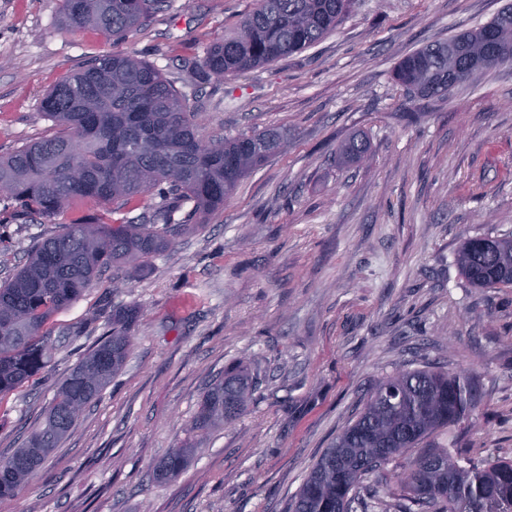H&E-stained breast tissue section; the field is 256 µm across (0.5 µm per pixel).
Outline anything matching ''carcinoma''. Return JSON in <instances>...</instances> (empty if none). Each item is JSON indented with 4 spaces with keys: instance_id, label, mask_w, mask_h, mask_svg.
Returning a JSON list of instances; mask_svg holds the SVG:
<instances>
[{
    "instance_id": "carcinoma-1",
    "label": "carcinoma",
    "mask_w": 512,
    "mask_h": 512,
    "mask_svg": "<svg viewBox=\"0 0 512 512\" xmlns=\"http://www.w3.org/2000/svg\"><path fill=\"white\" fill-rule=\"evenodd\" d=\"M164 0H63V23L93 27L120 39L146 24ZM354 0H258L230 37L212 44L194 70L209 81L273 63L320 41ZM512 61V6L486 25L402 59L395 80L421 99L444 96L475 74ZM41 111L59 134L0 157L3 214L25 224L73 209L76 218L32 251L0 284V398L36 375L53 345L43 327L113 267L135 279L149 258L172 244V217L202 219L224 206L251 170L281 153L274 129L204 141L197 113L153 65L105 55L62 78ZM346 161L367 157L352 138ZM156 190L152 222L85 210L87 203L135 205ZM462 275L480 288H512V238L476 237L458 252ZM134 308L112 311V327L59 385L41 427L25 446L0 457V498L15 497L54 449L75 429L79 411L97 399L123 366L132 346ZM248 366L224 372L204 392L186 438L172 448L158 476L172 478L213 428L243 416L253 400ZM479 400L476 378L432 369L380 380L364 407L315 463L288 512H375L381 505L371 478L412 449L416 455L389 488L394 512H512V458L484 465L429 442L469 420Z\"/></svg>"
}]
</instances>
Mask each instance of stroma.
<instances>
[{"instance_id":"35a3bbf8","label":"stroma","mask_w":512,"mask_h":512,"mask_svg":"<svg viewBox=\"0 0 512 512\" xmlns=\"http://www.w3.org/2000/svg\"><path fill=\"white\" fill-rule=\"evenodd\" d=\"M511 3L355 0L312 47L198 84L193 64L255 0H165L119 41L65 28L62 0H0V156L55 135L44 96L112 53L159 69L204 139L288 136L205 223L176 212L172 246L140 277L116 289L106 269L48 322L51 359L0 399V457L41 424L113 309L140 310L123 368L0 512H287L372 387L425 365L473 374L481 390L469 421L436 442L512 458V288L474 287L457 264L467 239L512 237V63L430 102L394 79L407 54ZM354 136L367 158L340 163ZM71 219L0 224V282ZM239 362L259 382L249 411L209 432L177 476L155 477L206 388Z\"/></svg>"}]
</instances>
